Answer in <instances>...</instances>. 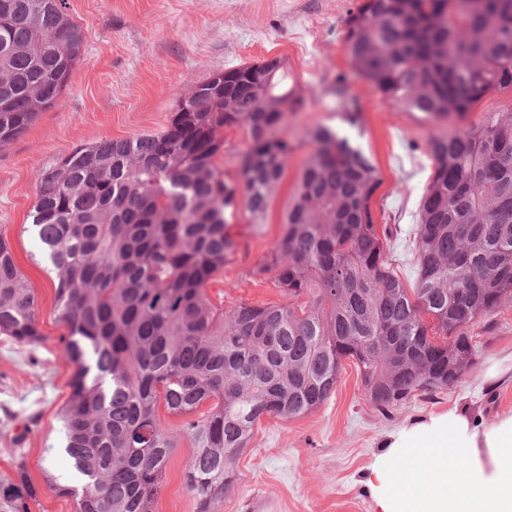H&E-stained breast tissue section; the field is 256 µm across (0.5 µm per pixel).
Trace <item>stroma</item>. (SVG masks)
I'll use <instances>...</instances> for the list:
<instances>
[{
    "label": "stroma",
    "instance_id": "1",
    "mask_svg": "<svg viewBox=\"0 0 512 512\" xmlns=\"http://www.w3.org/2000/svg\"><path fill=\"white\" fill-rule=\"evenodd\" d=\"M363 0H67L84 34L82 58L55 105L15 140L0 146V237L35 292L36 343L0 335V473L24 466L39 494L31 512H73L53 493L45 471L71 473L61 447L62 414L74 367L63 355L56 320V275L30 227L40 171L72 149L102 139L164 130L176 102L217 71L278 56L305 106L283 129L303 139L319 126L343 128L341 101L356 100L363 117L360 142L382 184L372 200L384 258L405 288L415 285L414 233L419 200L432 173L425 155L431 136L448 122L428 123L384 101L352 68L345 51L346 21ZM304 150L288 162L265 223L239 210L235 254L207 284L212 304L278 305L285 297L262 267L282 235L281 216ZM477 347L472 366L446 389L414 392L382 412L365 395L360 372L344 362L334 394L308 415L266 417L236 463L232 491L215 512H378L365 481L392 432L468 405L485 423L512 411V301L470 327ZM497 378L487 379L489 370ZM193 454L180 436L170 454L156 512H196L184 471Z\"/></svg>",
    "mask_w": 512,
    "mask_h": 512
}]
</instances>
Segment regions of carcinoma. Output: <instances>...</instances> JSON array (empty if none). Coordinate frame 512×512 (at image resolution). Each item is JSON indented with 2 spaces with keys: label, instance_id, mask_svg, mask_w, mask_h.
I'll return each mask as SVG.
<instances>
[{
  "label": "carcinoma",
  "instance_id": "carcinoma-1",
  "mask_svg": "<svg viewBox=\"0 0 512 512\" xmlns=\"http://www.w3.org/2000/svg\"><path fill=\"white\" fill-rule=\"evenodd\" d=\"M510 25L512 0H365L347 21L346 52L383 99L427 122L464 121L487 94L512 90ZM83 44L66 0H0L1 144L57 102ZM276 61L272 74L257 62L225 71V94L191 97L194 110L157 134L76 148L39 175L30 218L74 366L64 453L79 478L51 488L74 512H156L177 445L157 422L160 405L186 418L195 448L184 484L197 512H213L262 417L323 405L347 358L379 410L445 389L474 362L467 329L512 301V110L429 140L408 290L374 222L376 166L337 128L301 143L281 133L305 100ZM343 105V122L362 131L357 106ZM235 125L249 145L231 177L213 159ZM302 146L282 236L260 268L287 302L216 309L206 287L237 248L231 220L243 205L250 223H265ZM0 335L42 337L34 289L3 238ZM37 496L24 466L0 474V512H30Z\"/></svg>",
  "mask_w": 512,
  "mask_h": 512
}]
</instances>
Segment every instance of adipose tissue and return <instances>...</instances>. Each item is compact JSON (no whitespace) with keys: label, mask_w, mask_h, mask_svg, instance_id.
Instances as JSON below:
<instances>
[{"label":"adipose tissue","mask_w":512,"mask_h":512,"mask_svg":"<svg viewBox=\"0 0 512 512\" xmlns=\"http://www.w3.org/2000/svg\"><path fill=\"white\" fill-rule=\"evenodd\" d=\"M382 445L367 479L379 512H512V412L487 425L455 405Z\"/></svg>","instance_id":"ef3b65f1"}]
</instances>
